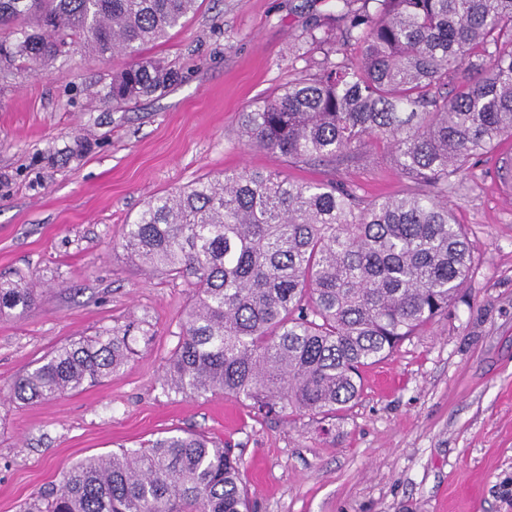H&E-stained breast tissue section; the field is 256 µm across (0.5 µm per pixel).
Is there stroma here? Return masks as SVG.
<instances>
[{
  "label": "stroma",
  "mask_w": 512,
  "mask_h": 512,
  "mask_svg": "<svg viewBox=\"0 0 512 512\" xmlns=\"http://www.w3.org/2000/svg\"><path fill=\"white\" fill-rule=\"evenodd\" d=\"M141 57L172 81L127 104L105 94L131 61L77 50L0 73V277L35 278L27 311L0 313V512H24L91 455L196 430L239 455L253 512H512V137L471 160L448 195L475 273L447 317L365 369L328 417L257 418L234 397H186L161 378L192 290L126 261L122 227L151 198L243 168L404 191L390 151L333 169L246 146L239 114L315 64L307 32L340 29L341 0H199ZM135 323L119 374L22 404L13 381L56 347Z\"/></svg>",
  "instance_id": "stroma-1"
}]
</instances>
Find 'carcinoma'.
<instances>
[{"mask_svg": "<svg viewBox=\"0 0 512 512\" xmlns=\"http://www.w3.org/2000/svg\"><path fill=\"white\" fill-rule=\"evenodd\" d=\"M343 0L354 61L331 59L333 32L311 30L319 72L240 114L245 144L334 169L365 146L394 153L404 192L365 198L337 180L295 183L242 169L156 196L123 225L128 259L190 279L194 295L162 383L184 396L224 393L256 417L334 414L365 367L448 314L474 273L448 187L470 160L512 137V0ZM374 8H369V4ZM198 10V0H0V68L83 47L139 54ZM494 60L487 69L482 60ZM464 71L467 90L441 92ZM168 80L152 61L112 75L116 103ZM35 284L0 281V311H22ZM112 327L54 349L11 396L45 401L119 373L134 353ZM23 512H249L239 459L183 431L73 464Z\"/></svg>", "mask_w": 512, "mask_h": 512, "instance_id": "1", "label": "carcinoma"}]
</instances>
